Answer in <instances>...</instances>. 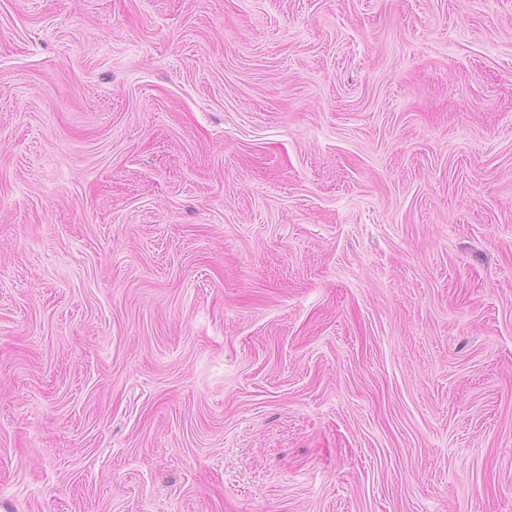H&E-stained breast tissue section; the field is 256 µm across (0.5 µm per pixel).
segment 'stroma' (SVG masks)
<instances>
[{"label": "stroma", "mask_w": 512, "mask_h": 512, "mask_svg": "<svg viewBox=\"0 0 512 512\" xmlns=\"http://www.w3.org/2000/svg\"><path fill=\"white\" fill-rule=\"evenodd\" d=\"M0 512H512V0H0Z\"/></svg>", "instance_id": "stroma-1"}]
</instances>
